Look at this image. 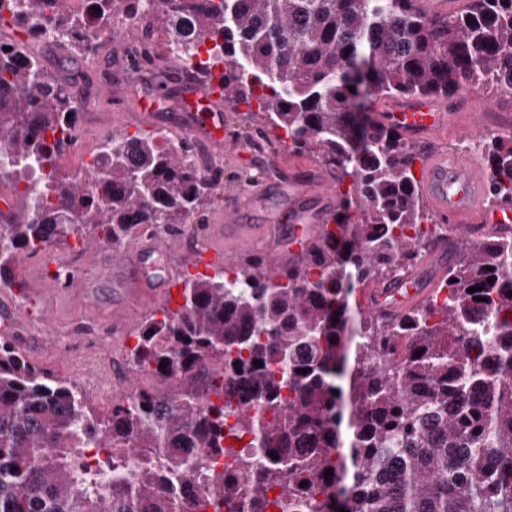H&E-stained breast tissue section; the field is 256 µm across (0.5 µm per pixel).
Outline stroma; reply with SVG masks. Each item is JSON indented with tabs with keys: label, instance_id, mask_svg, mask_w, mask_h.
<instances>
[{
	"label": "stroma",
	"instance_id": "1",
	"mask_svg": "<svg viewBox=\"0 0 512 512\" xmlns=\"http://www.w3.org/2000/svg\"><path fill=\"white\" fill-rule=\"evenodd\" d=\"M127 29V20L115 16L106 49L92 60L75 51L63 61L56 48L47 45L42 50L48 73L66 75L93 88L105 84L111 93L110 101L99 104L90 126L63 156V172L75 173L74 159L88 154L90 145L98 139L137 124L134 101L144 84L159 79L158 73L146 74L139 86L120 76L116 45L126 40ZM284 163L301 172L318 167L311 157L284 152L262 156L248 151L236 160H224V177L207 212L208 222L189 225L184 228V235L196 241L206 240L210 220L224 215L250 191L243 173L274 179ZM113 254L112 247L106 244L83 250L60 246L51 250L49 258L24 260L17 265L15 275L22 288L12 295L27 328L19 338L21 348L45 369L76 382L90 405L99 411L125 397L134 381L161 392L170 389L166 382L134 377L125 361V350L134 343L133 332L148 310L115 295Z\"/></svg>",
	"mask_w": 512,
	"mask_h": 512
}]
</instances>
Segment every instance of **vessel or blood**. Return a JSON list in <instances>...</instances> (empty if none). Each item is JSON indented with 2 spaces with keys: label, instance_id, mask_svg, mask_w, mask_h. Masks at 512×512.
<instances>
[{
  "label": "vessel or blood",
  "instance_id": "vessel-or-blood-1",
  "mask_svg": "<svg viewBox=\"0 0 512 512\" xmlns=\"http://www.w3.org/2000/svg\"><path fill=\"white\" fill-rule=\"evenodd\" d=\"M467 3L468 0H412L414 10L424 14L461 10ZM178 89L173 110L179 128L202 139L210 153L229 157L244 153V143L225 131L224 114L208 87L185 78ZM167 96V91L155 90L141 94L137 99L140 117L151 128H161L157 109L160 100ZM375 115L379 121L393 125L409 138L435 135L449 127L463 132L478 126L477 120L426 98L380 108ZM419 187L441 223L451 230L447 250H456L461 235L480 230L512 234V206L487 205V180L476 162L445 154L432 156L423 167ZM268 194V186H260L247 194L242 209L225 213L223 224L217 225L202 245L189 248L190 267L208 272L223 267L236 256L253 252L264 254L277 269L301 262L308 240L318 233L320 224L325 223L334 211L335 186L330 179L321 176L290 178L286 194L270 208L265 205ZM260 208L265 211L264 225L249 229L244 223L245 217ZM152 247V239H145L112 262L113 276L147 306L164 293L163 287L157 286L143 267ZM427 293L420 273L413 271L405 274L394 290L366 289L363 301L376 311L398 313L419 302Z\"/></svg>",
  "mask_w": 512,
  "mask_h": 512
}]
</instances>
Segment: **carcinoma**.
Masks as SVG:
<instances>
[{
	"instance_id": "obj_1",
	"label": "carcinoma",
	"mask_w": 512,
	"mask_h": 512,
	"mask_svg": "<svg viewBox=\"0 0 512 512\" xmlns=\"http://www.w3.org/2000/svg\"><path fill=\"white\" fill-rule=\"evenodd\" d=\"M119 2L134 32L162 15L171 51L246 107L244 125L350 183L303 264L254 255L184 275L144 320L126 361L181 382L176 396L139 388L95 411L0 336V512H512V236L464 240L398 314L351 305L448 238L418 191L425 146L363 100L512 93V0L446 16L411 0H98L85 17L0 0V158L34 163L46 186L42 204L16 188L0 210L9 287L24 257L71 239L119 248L213 202L219 179L190 140L157 132L109 136L84 173L59 172L81 103L40 44L98 55ZM482 159L489 201L512 205V137L486 138ZM245 434L276 458L253 470L234 448Z\"/></svg>"
}]
</instances>
